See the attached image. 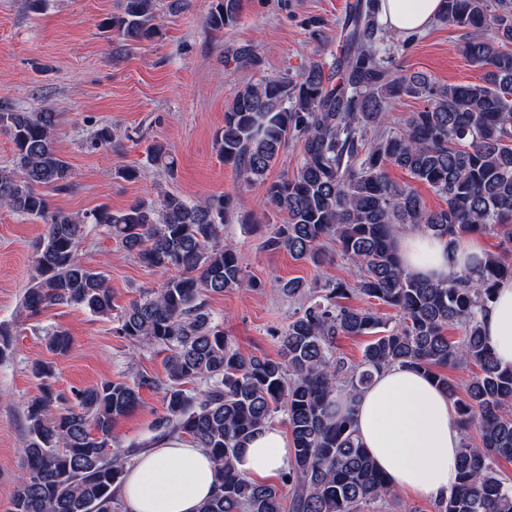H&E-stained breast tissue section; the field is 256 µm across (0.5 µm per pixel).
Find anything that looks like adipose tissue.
<instances>
[{
	"mask_svg": "<svg viewBox=\"0 0 512 512\" xmlns=\"http://www.w3.org/2000/svg\"><path fill=\"white\" fill-rule=\"evenodd\" d=\"M443 0H380L383 23L399 35L427 29L442 13ZM405 267L434 281L478 273L484 250L474 239L454 247L410 230L398 238ZM482 331L501 366L512 367V280L502 281L482 316ZM359 438L392 489L437 501L458 482L461 430L447 395L421 372L391 365L375 372L356 396ZM290 444L284 431L268 426L246 441L234 459L246 478L263 483L281 474ZM215 482L204 449L167 438L140 454L118 494L128 512H197Z\"/></svg>",
	"mask_w": 512,
	"mask_h": 512,
	"instance_id": "ef3b65f1",
	"label": "adipose tissue"
}]
</instances>
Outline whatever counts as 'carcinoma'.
<instances>
[{"mask_svg": "<svg viewBox=\"0 0 512 512\" xmlns=\"http://www.w3.org/2000/svg\"><path fill=\"white\" fill-rule=\"evenodd\" d=\"M240 12L241 0H209L205 23L221 32L237 24ZM378 14L379 0H355L343 19L346 50L336 69L313 58L294 77L239 86L216 133L224 163L247 183L265 185L267 203L281 217L268 249L317 265L327 258L324 242L334 241L358 269L349 281L313 290L280 335L278 359L241 353L207 307L205 297L246 284L240 254L221 237L230 197L190 203L164 191L120 211L55 210L50 194L73 189L77 180L55 147L56 113L0 103V131L13 144L12 163L0 166V209L46 226L23 297L29 314L56 305L112 314L108 275L79 256L88 224L101 226L144 266L176 271L131 302L116 327L133 344L168 351L165 379L142 373L68 398L55 388L53 362L32 363L39 393L25 406L24 466L10 512H126L116 490L131 451L120 446L114 427L140 404L142 389H158L166 401L153 441L181 436L211 455L218 480L199 512H379L398 495L362 447L354 401L372 371L391 364L423 371L454 403L462 431L459 478L436 512H512V479L495 463L512 459V370L499 367L481 330L497 284L512 278V262L488 254L475 278L461 272L426 281L403 266L396 230L403 224L451 244L495 231L512 241V0H445L441 19L464 31L459 51L483 70L479 84L393 72L379 47ZM156 20L155 0H123L105 27L129 45L156 34ZM405 96L421 107L392 131L388 107ZM91 144L120 146L107 125ZM290 145L300 155L292 175L267 181ZM148 160L174 168L161 145L148 149ZM389 164L428 184L446 207L429 209L411 186L392 183ZM350 294L393 307L398 321L388 327L370 308L341 305ZM450 327L461 330L459 340L448 338ZM364 335L371 340L360 363L336 352L337 338ZM70 345L66 331L49 333L52 353L64 355ZM449 365L479 369L463 397L440 372ZM192 381L204 389L185 388ZM280 413L293 445L281 476L289 498L233 464L242 444Z\"/></svg>", "mask_w": 512, "mask_h": 512, "instance_id": "cac0c4a2", "label": "carcinoma"}]
</instances>
